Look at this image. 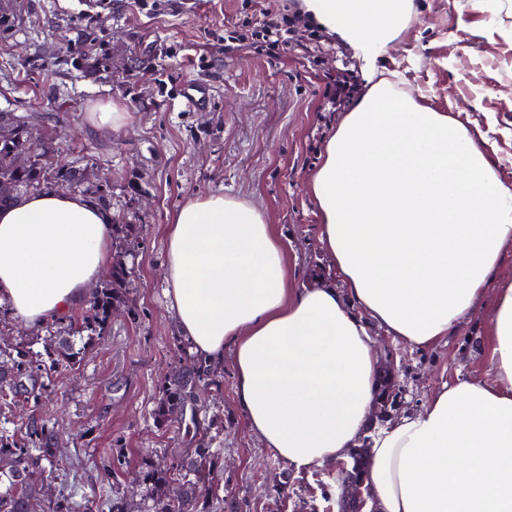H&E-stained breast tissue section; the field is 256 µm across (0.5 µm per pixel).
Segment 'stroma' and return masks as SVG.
<instances>
[{
  "instance_id": "stroma-1",
  "label": "stroma",
  "mask_w": 512,
  "mask_h": 512,
  "mask_svg": "<svg viewBox=\"0 0 512 512\" xmlns=\"http://www.w3.org/2000/svg\"><path fill=\"white\" fill-rule=\"evenodd\" d=\"M301 0H0V111L37 117L52 132L61 165L88 166L110 184V213L133 225L135 245L127 305L112 315L106 335L72 333L55 320L26 325L0 305V342L44 352L52 337L73 336L80 370L53 372L42 407L57 431L60 468L48 469L43 500L75 493L79 512H104L97 488L113 455L126 463L112 490L130 512H145L149 491L141 468L167 464L194 447L211 414H224L211 451L224 498L217 512H338L339 479L331 466L299 471L275 457L247 428L238 405L235 370L225 361L224 388L209 392L210 411L193 401L178 425L156 427L159 387L193 354L179 336L164 295L166 232L191 196L224 194L262 210L281 235L288 260L305 276L330 279L319 242V218L307 191L328 137L341 115L324 109L327 78L359 72L362 61L317 24L297 28L309 55L280 58L224 52V33L261 12H297ZM397 41L376 64L398 91L463 122L473 136L496 127L494 163L512 185V38L470 0H415ZM98 37L112 68L94 75L75 67L84 33ZM209 91L204 109L188 108L187 81ZM108 106L128 113L118 131L95 127L90 112ZM369 331L381 361L402 391L400 411L416 410L443 383L489 378L488 323L477 311L453 336L417 350L394 343L377 325ZM287 480L283 497L268 488Z\"/></svg>"
}]
</instances>
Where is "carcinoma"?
<instances>
[{
    "mask_svg": "<svg viewBox=\"0 0 512 512\" xmlns=\"http://www.w3.org/2000/svg\"><path fill=\"white\" fill-rule=\"evenodd\" d=\"M77 64L94 71L111 66V56L102 52L95 38L82 42ZM54 137L32 118H23L0 128V208L21 200L26 192L62 191L82 194L103 210L110 209L111 186L81 179L84 167L61 166L44 169L45 158L54 151ZM132 225L112 222L113 239L119 242L112 257V281L91 297L89 310L73 320L74 329H91L97 335L108 331L112 308L124 303L123 285L132 274L125 257L129 253ZM73 342L60 337L47 352L51 364L17 344H0V459L9 463L8 485L0 492V512H38L39 483L45 463L56 461V431L47 417H32L24 428L8 431L3 422L18 402L39 407L41 392L36 388L43 375L57 368H72L76 359ZM224 381L206 361L197 358L189 369L176 368L163 381L154 410L158 425H170L186 401L196 399L203 388L220 390ZM210 439L203 437L190 454L167 468L146 465L143 480L152 486L151 505L146 512H210L219 489L215 485L216 461L210 453Z\"/></svg>",
    "mask_w": 512,
    "mask_h": 512,
    "instance_id": "1",
    "label": "carcinoma"
}]
</instances>
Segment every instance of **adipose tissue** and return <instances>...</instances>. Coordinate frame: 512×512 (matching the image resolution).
Segmentation results:
<instances>
[{
    "mask_svg": "<svg viewBox=\"0 0 512 512\" xmlns=\"http://www.w3.org/2000/svg\"><path fill=\"white\" fill-rule=\"evenodd\" d=\"M414 0H302L353 47L368 87L327 139L308 191L334 283L296 285L264 213L194 196L167 232L177 329L213 362L232 356L247 425L310 470L369 448L378 512H512V187L489 137L436 112L375 61ZM112 258V226L80 195L41 192L0 210V302L36 326L69 316ZM485 308L492 381L445 383L417 410L369 425L381 391L369 324L428 349Z\"/></svg>",
    "mask_w": 512,
    "mask_h": 512,
    "instance_id": "1",
    "label": "adipose tissue"
}]
</instances>
